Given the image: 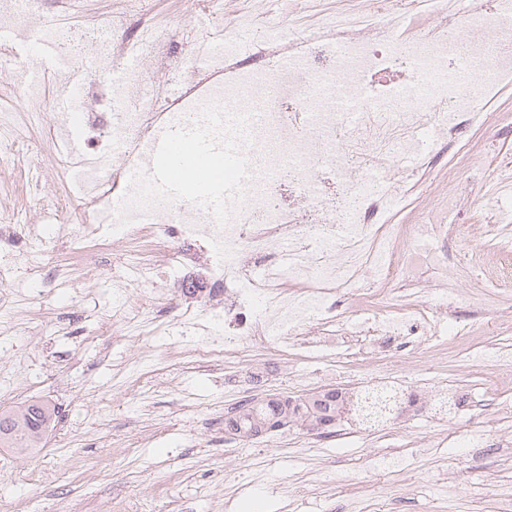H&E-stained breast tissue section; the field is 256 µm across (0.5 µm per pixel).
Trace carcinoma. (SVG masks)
<instances>
[{
	"instance_id": "1",
	"label": "carcinoma",
	"mask_w": 512,
	"mask_h": 512,
	"mask_svg": "<svg viewBox=\"0 0 512 512\" xmlns=\"http://www.w3.org/2000/svg\"><path fill=\"white\" fill-rule=\"evenodd\" d=\"M35 411L33 403L22 402L3 413L0 412V448H10L18 454L29 453L42 447L45 432L55 426L58 411L47 402ZM309 412L308 406L300 402L292 407L288 401L262 399L247 402L237 412L224 418V432L245 430L255 433L270 423L288 426L295 415Z\"/></svg>"
}]
</instances>
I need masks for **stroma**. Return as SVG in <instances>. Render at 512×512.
Returning a JSON list of instances; mask_svg holds the SVG:
<instances>
[{"instance_id":"1","label":"stroma","mask_w":512,"mask_h":512,"mask_svg":"<svg viewBox=\"0 0 512 512\" xmlns=\"http://www.w3.org/2000/svg\"><path fill=\"white\" fill-rule=\"evenodd\" d=\"M240 0H145L162 21L231 18ZM19 148L0 168V200L14 204L17 223H30L59 196V178L45 165L27 195ZM463 176L449 180L438 165L426 177L434 195L461 201L448 224L512 219V184L500 172L512 165V132L478 134L466 151ZM29 244L0 246V264L14 283L22 312L0 323V409L47 400L60 416L43 448L17 455L0 448V512H64L73 501L83 512H512V368L499 366L502 389L492 395L488 375L473 369L465 343L442 351L388 356L357 344L355 356L336 366L268 356L229 371L212 361L183 366L178 337L152 327L132 331L112 314L122 303L112 269L123 260L120 244L73 253L67 234L48 248L40 266L27 263ZM69 266L64 293L35 295L27 284ZM451 323L472 329L478 345L512 349V290L484 310L469 278L448 305ZM153 354L152 372L140 359ZM411 394L396 423L346 441L319 433L309 443L297 423L271 433L269 442L229 440L224 417L243 397H301L316 389L353 391L376 378ZM479 432V446L459 438ZM307 481L308 496L291 501L286 486Z\"/></svg>"}]
</instances>
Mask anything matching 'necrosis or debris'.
Returning <instances> with one entry per match:
<instances>
[{
    "label": "necrosis or debris",
    "mask_w": 512,
    "mask_h": 512,
    "mask_svg": "<svg viewBox=\"0 0 512 512\" xmlns=\"http://www.w3.org/2000/svg\"><path fill=\"white\" fill-rule=\"evenodd\" d=\"M41 0H0V26H23L40 37L63 40L65 28L46 22ZM431 18L414 36L394 19L401 0H345L335 25L307 34H284L277 19L247 12L258 52L242 55L232 33L216 41L209 27L184 24L187 44L210 58L207 69L187 73L185 94L170 98L156 61L169 60L162 22L145 13L142 0H116L112 29L89 42L80 59L68 60L101 87L80 117L79 132L93 152L64 150L71 123L48 116L37 88L17 87L26 107L0 106V144L51 139L48 155L28 158L32 168L53 162L82 172L78 246L122 243L128 256L112 284L129 288L157 283L145 257L146 243L172 256L169 280L184 283L183 269H198V284L224 295V333L214 336L186 306L177 322L199 342L180 354L191 364L215 355L225 364L246 362L236 343L252 351L301 346L303 355L344 358L341 334L367 336L389 351L415 350L416 339L439 341L451 325L439 290L458 281L448 260V227L389 221L392 206L411 192L410 178L442 159L456 157L464 133L489 115L494 88L512 74V0H424ZM152 63L122 82L112 65L127 56ZM209 99L229 101L251 115L254 137L246 146L254 171L249 193L226 228L208 211L178 203L110 232L104 215L129 183L154 136L182 121ZM123 157L107 176L113 137ZM500 224H482L471 239V260L482 268L484 287L512 288V267L490 265L491 249H512ZM426 258L429 283L405 287L410 276L404 241Z\"/></svg>",
    "instance_id": "1"
}]
</instances>
